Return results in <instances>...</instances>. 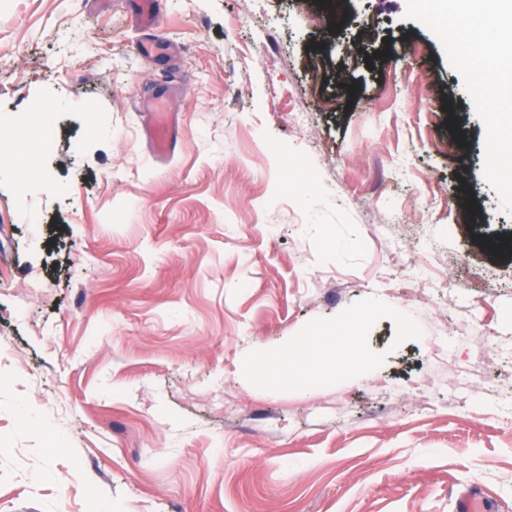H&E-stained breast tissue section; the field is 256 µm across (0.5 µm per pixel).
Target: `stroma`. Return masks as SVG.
I'll return each instance as SVG.
<instances>
[{
  "mask_svg": "<svg viewBox=\"0 0 512 512\" xmlns=\"http://www.w3.org/2000/svg\"><path fill=\"white\" fill-rule=\"evenodd\" d=\"M344 2L157 0L150 30L0 0V134L56 115L42 176L0 155V512H512V190L474 92L512 69H466L436 0ZM166 77L160 157L135 101ZM367 308L370 370L239 367Z\"/></svg>",
  "mask_w": 512,
  "mask_h": 512,
  "instance_id": "obj_1",
  "label": "stroma"
}]
</instances>
